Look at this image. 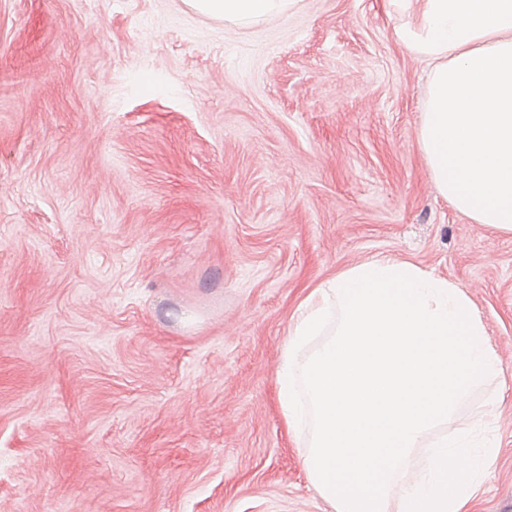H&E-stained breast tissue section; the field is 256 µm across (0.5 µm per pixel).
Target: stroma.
I'll use <instances>...</instances> for the list:
<instances>
[{"label": "stroma", "mask_w": 512, "mask_h": 512, "mask_svg": "<svg viewBox=\"0 0 512 512\" xmlns=\"http://www.w3.org/2000/svg\"><path fill=\"white\" fill-rule=\"evenodd\" d=\"M393 0L248 28L184 0H0V512H334L289 431L292 317L388 256L501 361L470 512L512 506V232L438 192Z\"/></svg>", "instance_id": "1"}]
</instances>
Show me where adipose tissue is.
Masks as SVG:
<instances>
[{"label":"adipose tissue","mask_w":512,"mask_h":512,"mask_svg":"<svg viewBox=\"0 0 512 512\" xmlns=\"http://www.w3.org/2000/svg\"><path fill=\"white\" fill-rule=\"evenodd\" d=\"M239 26L294 0H186ZM404 32L433 64L420 143L441 195L474 223L512 232V0H396Z\"/></svg>","instance_id":"adipose-tissue-1"}]
</instances>
